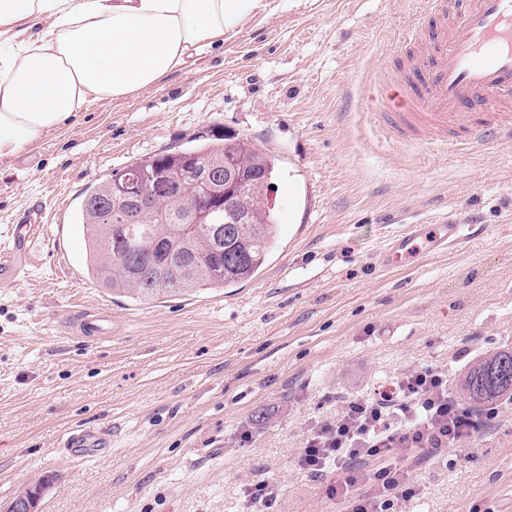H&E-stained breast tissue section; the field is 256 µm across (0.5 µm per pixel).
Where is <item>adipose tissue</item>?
Masks as SVG:
<instances>
[{
	"label": "adipose tissue",
	"instance_id": "ef3b65f1",
	"mask_svg": "<svg viewBox=\"0 0 512 512\" xmlns=\"http://www.w3.org/2000/svg\"><path fill=\"white\" fill-rule=\"evenodd\" d=\"M262 0H0V160L223 43Z\"/></svg>",
	"mask_w": 512,
	"mask_h": 512
}]
</instances>
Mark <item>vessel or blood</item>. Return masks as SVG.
I'll return each instance as SVG.
<instances>
[{
    "instance_id": "obj_1",
    "label": "vessel or blood",
    "mask_w": 512,
    "mask_h": 512,
    "mask_svg": "<svg viewBox=\"0 0 512 512\" xmlns=\"http://www.w3.org/2000/svg\"><path fill=\"white\" fill-rule=\"evenodd\" d=\"M430 29L414 26L409 39L424 47L402 77L384 75L375 101L387 130L402 143L439 144L454 151L512 139V0H425ZM45 224L42 209L20 218L14 246L0 254V282L9 283L28 265V244ZM465 225L443 213L430 224L397 234L382 261L404 266L431 251L459 244ZM70 455L84 460L109 448L105 434H70Z\"/></svg>"
}]
</instances>
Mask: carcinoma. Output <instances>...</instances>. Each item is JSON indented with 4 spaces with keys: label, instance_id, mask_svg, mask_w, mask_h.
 I'll return each instance as SVG.
<instances>
[{
    "label": "carcinoma",
    "instance_id": "obj_1",
    "mask_svg": "<svg viewBox=\"0 0 512 512\" xmlns=\"http://www.w3.org/2000/svg\"><path fill=\"white\" fill-rule=\"evenodd\" d=\"M224 158L236 161L246 181L234 208L215 211L217 222L232 230L224 238L220 270L212 261L210 225L190 224L188 218L191 207L204 198L198 176ZM128 171L147 179L162 175L167 184L153 190V203L141 223L120 228L109 223L101 203L112 196L116 178ZM275 172L276 158L239 134L177 153L145 156L112 170L86 194L80 208L89 277L112 294L139 303L227 288L253 278L266 262L278 223L267 201ZM237 210L248 214L247 223L235 222ZM461 388L467 404L493 406L512 399V348L495 350L471 364Z\"/></svg>",
    "mask_w": 512,
    "mask_h": 512
}]
</instances>
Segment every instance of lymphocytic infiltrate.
Returning a JSON list of instances; mask_svg holds the SVG:
<instances>
[{
	"label": "lymphocytic infiltrate",
	"instance_id": "obj_1",
	"mask_svg": "<svg viewBox=\"0 0 512 512\" xmlns=\"http://www.w3.org/2000/svg\"><path fill=\"white\" fill-rule=\"evenodd\" d=\"M475 429L471 412L448 393L447 372L420 366L391 389L349 400L335 421L320 424L307 438L299 464L313 474L344 471L335 493L350 502L351 512H386L390 498L412 493L405 472L388 464L397 450L410 448L432 460ZM370 463L376 467L374 488L354 495Z\"/></svg>",
	"mask_w": 512,
	"mask_h": 512
}]
</instances>
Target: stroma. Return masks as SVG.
<instances>
[{"label": "stroma", "mask_w": 512, "mask_h": 512, "mask_svg": "<svg viewBox=\"0 0 512 512\" xmlns=\"http://www.w3.org/2000/svg\"><path fill=\"white\" fill-rule=\"evenodd\" d=\"M265 2L193 67L0 160V251L33 205L49 233L0 284V512L41 480L39 512H249L261 481L271 512H347L338 473L297 463L314 427L418 365L458 396L471 363L512 348V140L456 155L396 142L374 115V82L419 50L404 34L423 0ZM227 134L277 159L265 266L223 290L112 297L86 270L87 191ZM447 211L461 246L379 265L392 235ZM85 427L112 447L77 461L62 443ZM406 466L413 493L390 512H512V404L441 462ZM251 511L266 512L270 511L276 498L274 489L267 483L252 485L247 490Z\"/></svg>", "instance_id": "obj_1"}]
</instances>
